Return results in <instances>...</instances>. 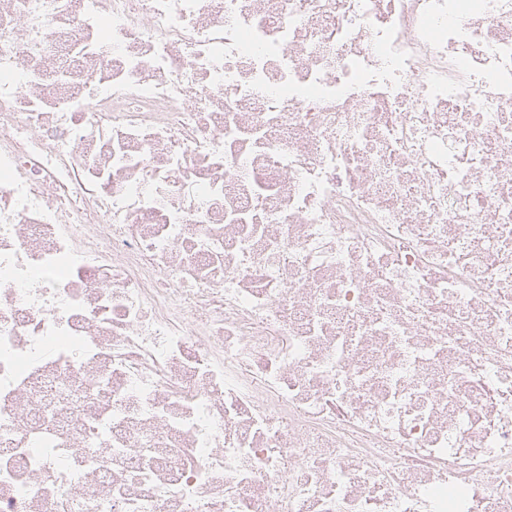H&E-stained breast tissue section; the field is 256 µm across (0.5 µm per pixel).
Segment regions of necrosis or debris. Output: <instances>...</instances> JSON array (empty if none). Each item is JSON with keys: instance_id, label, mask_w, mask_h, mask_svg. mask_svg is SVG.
<instances>
[{"instance_id": "obj_1", "label": "necrosis or debris", "mask_w": 512, "mask_h": 512, "mask_svg": "<svg viewBox=\"0 0 512 512\" xmlns=\"http://www.w3.org/2000/svg\"><path fill=\"white\" fill-rule=\"evenodd\" d=\"M512 512V0H0V512Z\"/></svg>"}]
</instances>
